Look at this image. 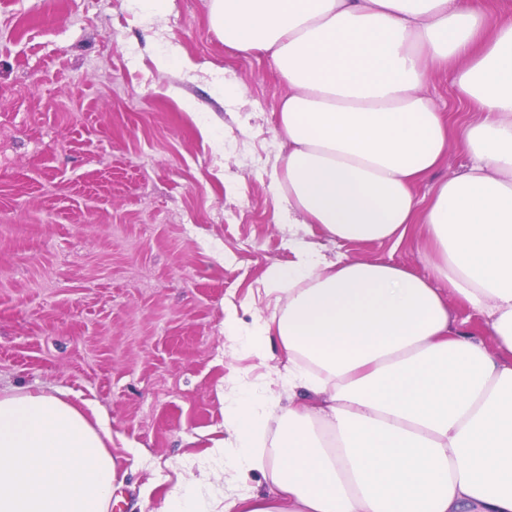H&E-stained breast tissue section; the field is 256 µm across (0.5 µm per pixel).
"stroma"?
<instances>
[{
    "label": "stroma",
    "mask_w": 512,
    "mask_h": 512,
    "mask_svg": "<svg viewBox=\"0 0 512 512\" xmlns=\"http://www.w3.org/2000/svg\"><path fill=\"white\" fill-rule=\"evenodd\" d=\"M208 13L169 0L151 24L129 0H0V392L106 424L117 512H159L216 440L235 454L238 388L287 395L280 344L263 356L242 334L278 313L263 276L290 240H325L268 189L285 85ZM423 235L335 252L420 273Z\"/></svg>",
    "instance_id": "stroma-1"
}]
</instances>
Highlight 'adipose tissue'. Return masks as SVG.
<instances>
[{
    "label": "adipose tissue",
    "instance_id": "adipose-tissue-1",
    "mask_svg": "<svg viewBox=\"0 0 512 512\" xmlns=\"http://www.w3.org/2000/svg\"><path fill=\"white\" fill-rule=\"evenodd\" d=\"M492 0H210L209 22L239 53L268 55L287 87L288 144L269 191L292 224L332 243L400 244L425 227V271L330 259L299 241L264 276L285 296L255 322L278 339L288 397L243 392L224 409L267 492L223 512H512V19ZM447 73L473 120L426 93ZM463 149L466 169L416 188ZM483 320L486 350L447 301ZM277 430H270L271 418ZM211 471L164 512H209ZM116 462L64 400L0 394V512H104Z\"/></svg>",
    "mask_w": 512,
    "mask_h": 512
}]
</instances>
